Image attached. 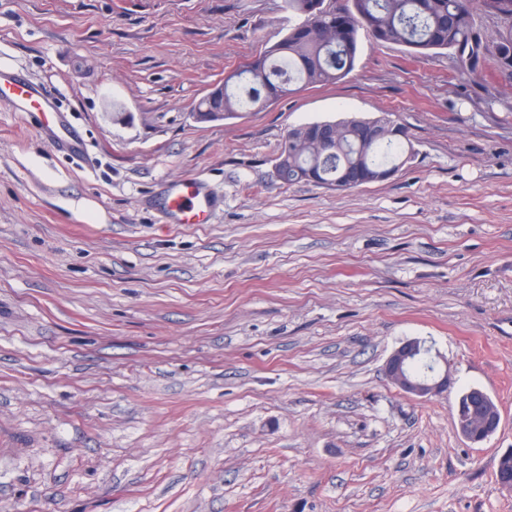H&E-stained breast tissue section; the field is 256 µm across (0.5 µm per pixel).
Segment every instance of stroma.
<instances>
[{
    "instance_id": "obj_1",
    "label": "stroma",
    "mask_w": 512,
    "mask_h": 512,
    "mask_svg": "<svg viewBox=\"0 0 512 512\" xmlns=\"http://www.w3.org/2000/svg\"><path fill=\"white\" fill-rule=\"evenodd\" d=\"M283 0H0V512H512V74L362 39L342 81L194 106L297 24ZM129 116L112 119L113 107ZM391 114L414 152L354 190L284 184L293 127ZM203 181L206 224L170 223ZM447 360L419 399L383 372ZM483 389L501 422L453 417ZM0 99L11 102L18 112L36 117L44 127H60L69 135V130L61 126L63 120L53 98L25 79L0 70ZM165 211L173 224H206L209 201L198 179L172 182L165 199ZM416 358H424L432 365L433 369L429 370L430 374L427 377H417L409 367ZM384 374L398 390L420 399L447 393L451 381V371L448 369L447 361H444L443 369L431 355L430 349L417 340H407L390 354L384 365Z\"/></svg>"
}]
</instances>
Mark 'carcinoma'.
Listing matches in <instances>:
<instances>
[{
  "label": "carcinoma",
  "mask_w": 512,
  "mask_h": 512,
  "mask_svg": "<svg viewBox=\"0 0 512 512\" xmlns=\"http://www.w3.org/2000/svg\"><path fill=\"white\" fill-rule=\"evenodd\" d=\"M317 0H285L302 21L277 43L224 77V93L199 102L198 112H262L293 91V86L337 83L355 68L360 34L373 41L403 45L417 55L445 50L461 71L474 73L489 59L512 68V0H336L335 10L317 11ZM508 20L487 39L476 31L474 8ZM377 117H349L305 124L307 131L283 139L277 173L287 184L306 183L347 190L389 179L410 158L412 142L402 125L383 140L367 136ZM334 130L330 148L316 144L318 129Z\"/></svg>",
  "instance_id": "cac0c4a2"
}]
</instances>
